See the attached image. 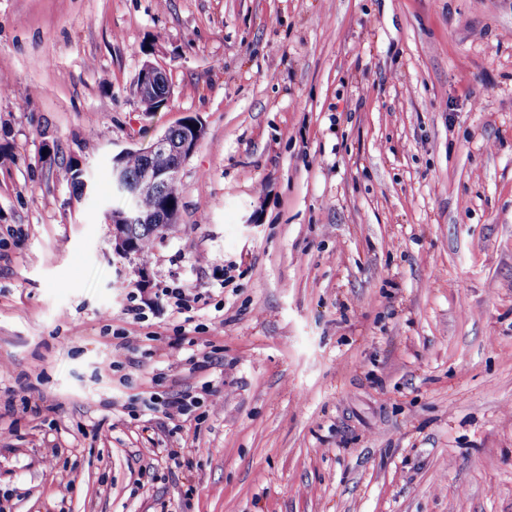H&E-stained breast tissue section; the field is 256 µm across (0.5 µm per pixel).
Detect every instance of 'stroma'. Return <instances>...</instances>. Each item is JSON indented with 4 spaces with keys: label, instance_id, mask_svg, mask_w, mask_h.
<instances>
[{
    "label": "stroma",
    "instance_id": "35a3bbf8",
    "mask_svg": "<svg viewBox=\"0 0 512 512\" xmlns=\"http://www.w3.org/2000/svg\"><path fill=\"white\" fill-rule=\"evenodd\" d=\"M0 78V512H512V0H0ZM188 117L115 250L113 153ZM166 71L152 62H145L140 69L135 85L134 93L140 104L144 107L150 103L156 81L166 78ZM172 129L179 130L181 138L172 136L168 131L157 138L150 148L154 162L147 173L150 157L147 151L135 152L132 149H124L112 156L113 186L127 200L126 208L120 213L106 212L107 221L113 224V236L118 250H130L126 224L131 221L140 223L129 224L128 234L137 242L138 253L141 254L148 249L154 237H161L172 228V226H167L165 229H159L156 224H177L176 215L170 207L159 208L152 212L144 211L154 210L162 200L179 204L181 182L176 179L181 178L183 164L203 139L205 128L196 120L185 119ZM127 155L124 168L123 159ZM170 158H174L175 161H170ZM125 170L133 181L140 179L137 185H130ZM170 180L176 181L169 182ZM163 189L164 194L160 198L152 195H144L139 198L147 191L159 195ZM199 297L192 293L190 288H183L181 286L160 288L155 294V301L153 302L154 307L166 306L171 308V311L179 314L189 312L191 302H197Z\"/></svg>",
    "mask_w": 512,
    "mask_h": 512
}]
</instances>
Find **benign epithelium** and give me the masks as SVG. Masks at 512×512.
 <instances>
[{"label": "benign epithelium", "instance_id": "7a95c632", "mask_svg": "<svg viewBox=\"0 0 512 512\" xmlns=\"http://www.w3.org/2000/svg\"><path fill=\"white\" fill-rule=\"evenodd\" d=\"M164 77L166 71L159 66L149 61L143 64L134 85V93L141 105L150 103L156 81ZM175 129L181 132V136L175 137L166 131L153 143L150 148L154 157L152 168L136 185L130 184L123 166V159L131 150L124 149L112 156V183L126 198L127 206L119 213H106V219L113 224L115 246L120 250L130 249L126 224L131 221L159 225L176 223V215L170 207L144 212L137 206L141 194L149 191L158 195L169 181L181 178L183 164L193 154L205 134L204 126L191 119L182 121Z\"/></svg>", "mask_w": 512, "mask_h": 512}]
</instances>
